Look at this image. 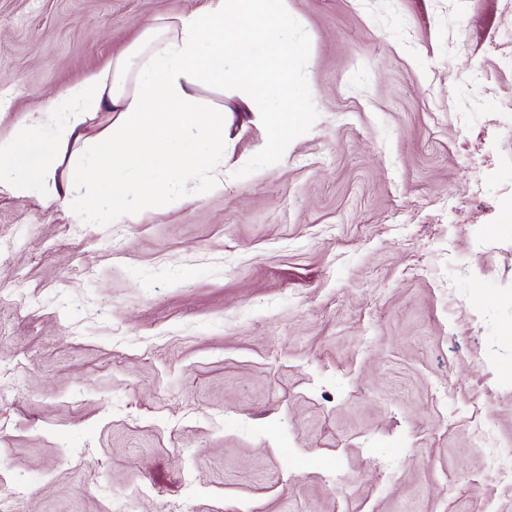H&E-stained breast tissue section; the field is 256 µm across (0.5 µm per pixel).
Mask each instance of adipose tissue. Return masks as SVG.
Wrapping results in <instances>:
<instances>
[{
  "label": "adipose tissue",
  "mask_w": 512,
  "mask_h": 512,
  "mask_svg": "<svg viewBox=\"0 0 512 512\" xmlns=\"http://www.w3.org/2000/svg\"><path fill=\"white\" fill-rule=\"evenodd\" d=\"M288 0H206L202 7L161 16L99 72L59 92L57 124L40 152L28 139L0 146V177L26 165L33 177L55 188L58 159L91 112H117L122 120L88 153L99 180L130 195L146 209L179 202L176 182L210 168L224 153V110L202 105L206 86L231 88L252 112L267 116V139L287 151L302 127L312 90L297 76L302 44L288 14ZM196 132L202 146L174 147L183 132ZM137 177L123 180L117 169Z\"/></svg>",
  "instance_id": "obj_1"
}]
</instances>
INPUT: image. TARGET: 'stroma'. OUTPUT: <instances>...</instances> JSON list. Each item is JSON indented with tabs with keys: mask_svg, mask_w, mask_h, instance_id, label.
Listing matches in <instances>:
<instances>
[{
	"mask_svg": "<svg viewBox=\"0 0 512 512\" xmlns=\"http://www.w3.org/2000/svg\"><path fill=\"white\" fill-rule=\"evenodd\" d=\"M205 0H0V143ZM287 154L232 91L223 188L0 185V489L22 512H512V0H288ZM125 212L79 224L72 200ZM487 465L501 484L512 486V452L491 455L487 459Z\"/></svg>",
	"mask_w": 512,
	"mask_h": 512,
	"instance_id": "35a3bbf8",
	"label": "stroma"
}]
</instances>
